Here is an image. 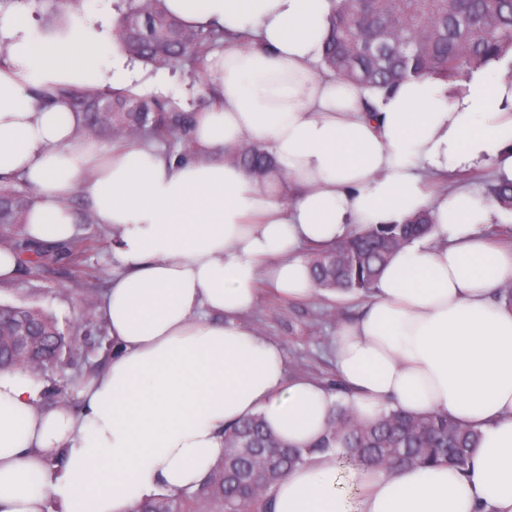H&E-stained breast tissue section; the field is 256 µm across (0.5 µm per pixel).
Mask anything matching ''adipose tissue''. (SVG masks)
I'll return each instance as SVG.
<instances>
[{
    "mask_svg": "<svg viewBox=\"0 0 512 512\" xmlns=\"http://www.w3.org/2000/svg\"><path fill=\"white\" fill-rule=\"evenodd\" d=\"M185 24L224 27L204 61L215 99L193 115V151L76 136L80 113L35 94L60 88L186 92L145 76L115 41L108 0L68 6L47 34L32 0L0 10V181L34 193L32 241L78 232L72 194L112 231L115 274L99 311L112 352L79 391L80 413L46 409L44 385L0 371V512H135L190 491L224 453V428L261 417L313 446L338 401L362 420L396 407L479 428L467 472L443 465L363 470L338 487L336 455L313 454L275 491V512H512V250L491 245L499 209L427 177L496 166L512 179V75L486 68L464 89L429 77L388 96L318 68L336 0H166ZM375 111H367L366 101ZM263 148L256 181L229 159ZM428 210L430 235L398 250L359 316L339 323L345 395L286 377L284 349L246 319L266 280L315 291L305 249Z\"/></svg>",
    "mask_w": 512,
    "mask_h": 512,
    "instance_id": "1",
    "label": "adipose tissue"
}]
</instances>
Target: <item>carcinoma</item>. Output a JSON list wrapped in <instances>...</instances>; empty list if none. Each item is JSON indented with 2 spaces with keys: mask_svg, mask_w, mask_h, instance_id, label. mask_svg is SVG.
I'll return each mask as SVG.
<instances>
[{
  "mask_svg": "<svg viewBox=\"0 0 512 512\" xmlns=\"http://www.w3.org/2000/svg\"><path fill=\"white\" fill-rule=\"evenodd\" d=\"M115 38L133 59L171 65L204 59L223 41L224 30L188 29L168 14L164 0H137ZM490 63L512 71V0H340L321 61L337 77L383 95L419 76L446 81L460 92V81ZM43 98L81 113L80 134L167 141L190 130L189 116L168 100L148 102L108 89H58ZM235 162L258 177L270 165L253 145L243 147ZM485 194L512 212V180L488 182ZM33 200L17 181L0 185V226L20 223ZM432 228L422 212L402 224L354 234L312 256L317 285L368 294L392 254ZM21 324L35 338L24 360L26 372L39 371L70 346L52 313L0 302V352L7 353ZM479 438L477 429L450 415L390 409L364 425L340 405L320 441L302 450L278 441L253 418L225 430L224 457L196 490L146 501L136 512H273L276 486L315 452L333 450L357 470L387 469L401 461L406 467L448 464L463 471ZM266 448L279 454L267 463L262 491L249 495L251 471Z\"/></svg>",
  "mask_w": 512,
  "mask_h": 512,
  "instance_id": "carcinoma-1",
  "label": "carcinoma"
}]
</instances>
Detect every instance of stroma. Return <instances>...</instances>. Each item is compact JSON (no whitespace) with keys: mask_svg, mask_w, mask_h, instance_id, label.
<instances>
[{"mask_svg":"<svg viewBox=\"0 0 512 512\" xmlns=\"http://www.w3.org/2000/svg\"><path fill=\"white\" fill-rule=\"evenodd\" d=\"M78 237L84 243L79 256L43 248L41 255H27L16 278L0 286V302L48 310L72 337L59 363L47 366L39 379L45 384L43 406L57 407L64 397L73 412L81 408L79 385L103 370L111 354L104 323L99 316H86L84 301L89 294L102 298L111 284L110 231L101 224H83ZM364 301V295L356 293L288 299L265 286L247 320L284 346L288 376L327 384L336 379L332 355L336 326L356 317Z\"/></svg>","mask_w":512,"mask_h":512,"instance_id":"1","label":"stroma"}]
</instances>
